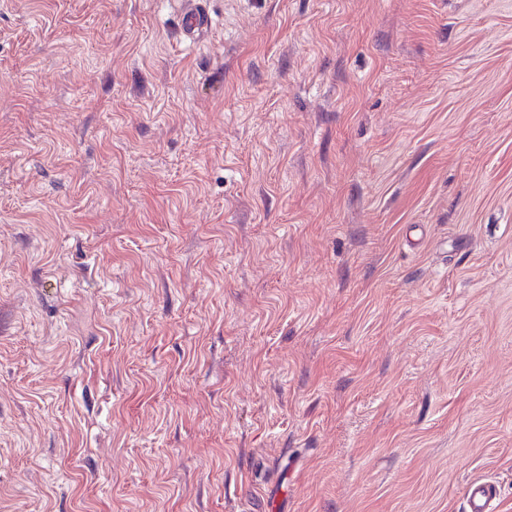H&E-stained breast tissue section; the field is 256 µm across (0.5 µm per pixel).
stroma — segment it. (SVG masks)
I'll return each instance as SVG.
<instances>
[{
  "mask_svg": "<svg viewBox=\"0 0 512 512\" xmlns=\"http://www.w3.org/2000/svg\"><path fill=\"white\" fill-rule=\"evenodd\" d=\"M0 0V512H512V0ZM199 3L188 2L182 9V35L186 41L196 42L208 26V17ZM496 497L494 487L485 482H471L466 490V502L469 512H491Z\"/></svg>",
  "mask_w": 512,
  "mask_h": 512,
  "instance_id": "stroma-1",
  "label": "stroma"
}]
</instances>
